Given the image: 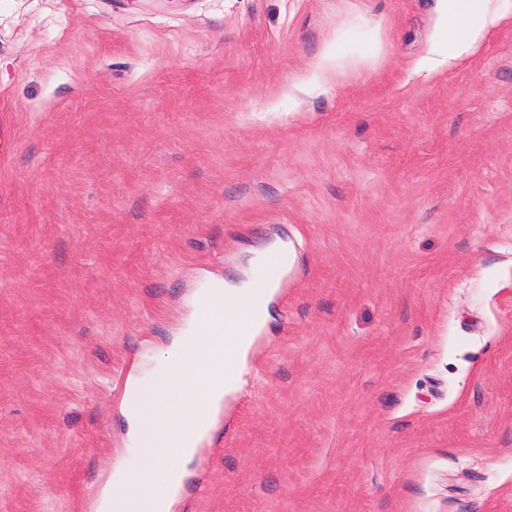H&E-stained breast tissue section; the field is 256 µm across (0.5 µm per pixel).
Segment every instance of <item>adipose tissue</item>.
Returning <instances> with one entry per match:
<instances>
[{
  "label": "adipose tissue",
  "instance_id": "obj_1",
  "mask_svg": "<svg viewBox=\"0 0 512 512\" xmlns=\"http://www.w3.org/2000/svg\"><path fill=\"white\" fill-rule=\"evenodd\" d=\"M431 49L421 67L437 71L474 52L496 26L512 22V0H437Z\"/></svg>",
  "mask_w": 512,
  "mask_h": 512
}]
</instances>
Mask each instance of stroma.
Listing matches in <instances>:
<instances>
[{"label": "stroma", "instance_id": "1", "mask_svg": "<svg viewBox=\"0 0 512 512\" xmlns=\"http://www.w3.org/2000/svg\"><path fill=\"white\" fill-rule=\"evenodd\" d=\"M436 22L0 0V512L140 491L131 381L277 242L172 512H512V23L417 72Z\"/></svg>", "mask_w": 512, "mask_h": 512}]
</instances>
